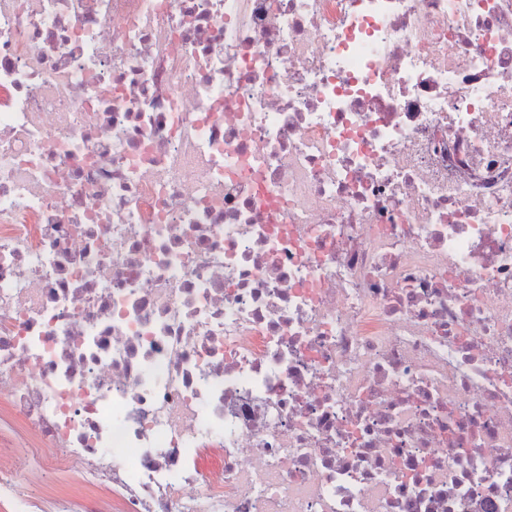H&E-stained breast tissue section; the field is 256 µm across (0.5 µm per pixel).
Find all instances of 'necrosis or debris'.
Returning <instances> with one entry per match:
<instances>
[{
    "label": "necrosis or debris",
    "mask_w": 512,
    "mask_h": 512,
    "mask_svg": "<svg viewBox=\"0 0 512 512\" xmlns=\"http://www.w3.org/2000/svg\"><path fill=\"white\" fill-rule=\"evenodd\" d=\"M0 397L8 512H512V0H0Z\"/></svg>",
    "instance_id": "4bbe7bcc"
}]
</instances>
